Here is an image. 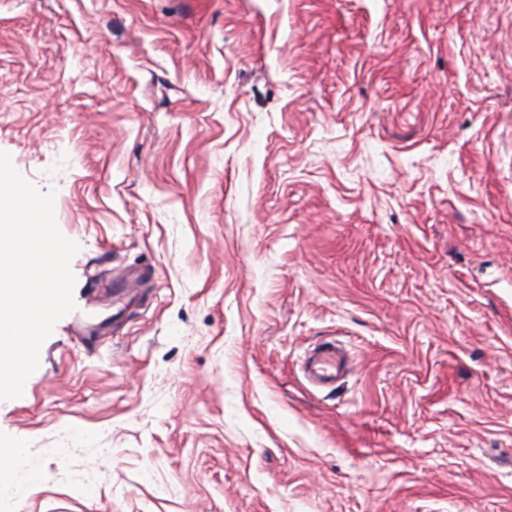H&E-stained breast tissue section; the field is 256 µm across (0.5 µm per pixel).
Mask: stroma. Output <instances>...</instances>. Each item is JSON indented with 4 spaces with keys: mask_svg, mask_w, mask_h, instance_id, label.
Segmentation results:
<instances>
[{
    "mask_svg": "<svg viewBox=\"0 0 512 512\" xmlns=\"http://www.w3.org/2000/svg\"><path fill=\"white\" fill-rule=\"evenodd\" d=\"M0 151L80 246L0 512H512V0H0ZM342 368V356L336 344L330 343L318 347L307 361L304 371L314 384L331 386Z\"/></svg>",
    "mask_w": 512,
    "mask_h": 512,
    "instance_id": "1",
    "label": "stroma"
}]
</instances>
